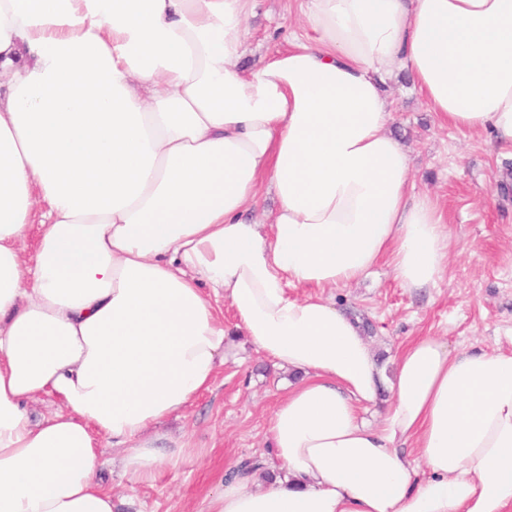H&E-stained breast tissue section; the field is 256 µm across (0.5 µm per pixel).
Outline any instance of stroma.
<instances>
[{
	"instance_id": "stroma-1",
	"label": "stroma",
	"mask_w": 512,
	"mask_h": 512,
	"mask_svg": "<svg viewBox=\"0 0 512 512\" xmlns=\"http://www.w3.org/2000/svg\"><path fill=\"white\" fill-rule=\"evenodd\" d=\"M247 52L241 72L252 71L270 53L302 32L297 0H254L246 21ZM391 130L411 158L410 178L418 191L437 196L451 234L449 258L436 287L409 292L382 263L365 278L328 290L353 314L381 360L392 358L411 337L437 336L457 350L488 351L512 345V156L498 154L486 134L462 132L430 112L408 74L387 80ZM234 348L210 391L198 396L179 417L159 428L189 451L155 481L140 483L120 470L103 471L114 512H212L224 488L228 463L258 458L268 474L285 476L268 438L276 403L291 373L275 366L237 336Z\"/></svg>"
}]
</instances>
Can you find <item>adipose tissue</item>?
<instances>
[{"label":"adipose tissue","instance_id":"1","mask_svg":"<svg viewBox=\"0 0 512 512\" xmlns=\"http://www.w3.org/2000/svg\"><path fill=\"white\" fill-rule=\"evenodd\" d=\"M250 5L0 0V512H113L103 437L133 479L177 463L155 428L224 365L217 296L296 379L268 428L287 478L214 512H512V348L415 336L386 365L321 295L384 260L442 279L382 85L408 72L512 154V0H302L303 35L244 75ZM265 191L270 224L246 217ZM39 395L62 407L34 421Z\"/></svg>","mask_w":512,"mask_h":512}]
</instances>
